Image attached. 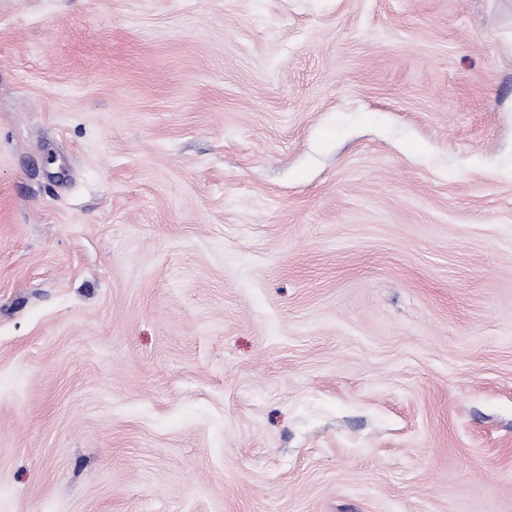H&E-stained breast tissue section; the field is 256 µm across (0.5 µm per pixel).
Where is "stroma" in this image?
I'll list each match as a JSON object with an SVG mask.
<instances>
[{
	"label": "stroma",
	"mask_w": 512,
	"mask_h": 512,
	"mask_svg": "<svg viewBox=\"0 0 512 512\" xmlns=\"http://www.w3.org/2000/svg\"><path fill=\"white\" fill-rule=\"evenodd\" d=\"M0 512H512V0H0Z\"/></svg>",
	"instance_id": "stroma-1"
}]
</instances>
